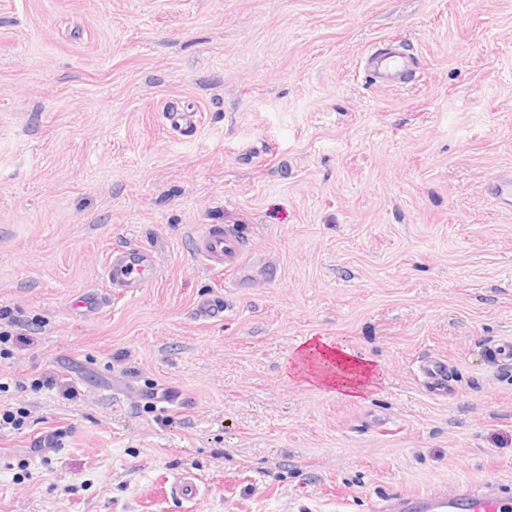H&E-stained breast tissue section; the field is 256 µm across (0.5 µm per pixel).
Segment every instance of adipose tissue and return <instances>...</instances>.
I'll list each match as a JSON object with an SVG mask.
<instances>
[{
	"label": "adipose tissue",
	"mask_w": 512,
	"mask_h": 512,
	"mask_svg": "<svg viewBox=\"0 0 512 512\" xmlns=\"http://www.w3.org/2000/svg\"><path fill=\"white\" fill-rule=\"evenodd\" d=\"M294 373L333 391L349 393L366 386L372 369L366 360L347 349L310 344L298 356Z\"/></svg>",
	"instance_id": "1"
}]
</instances>
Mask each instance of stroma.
I'll use <instances>...</instances> for the list:
<instances>
[{
  "label": "stroma",
  "instance_id": "35a3bbf8",
  "mask_svg": "<svg viewBox=\"0 0 512 512\" xmlns=\"http://www.w3.org/2000/svg\"><path fill=\"white\" fill-rule=\"evenodd\" d=\"M391 42L416 74L374 83ZM509 167L512 0H0V412L27 415L0 430V512H371L512 484L491 359L512 211L486 192ZM207 224L244 240L236 280L195 256ZM127 245L155 279L81 315ZM322 341L374 386L294 376ZM428 392L436 397H447L454 386L448 381V364L442 360H428L421 367Z\"/></svg>",
  "mask_w": 512,
  "mask_h": 512
}]
</instances>
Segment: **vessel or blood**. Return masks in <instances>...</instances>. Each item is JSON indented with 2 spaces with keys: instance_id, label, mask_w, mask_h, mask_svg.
I'll use <instances>...</instances> for the list:
<instances>
[{
  "instance_id": "b4317fda",
  "label": "vessel or blood",
  "mask_w": 512,
  "mask_h": 512,
  "mask_svg": "<svg viewBox=\"0 0 512 512\" xmlns=\"http://www.w3.org/2000/svg\"><path fill=\"white\" fill-rule=\"evenodd\" d=\"M414 66L410 54L396 49L375 50L365 59V68L376 80L392 83L402 79ZM487 194L499 204L512 208V168L504 170L488 185ZM195 255L211 269L234 274L245 253L237 235L219 224H208L193 238ZM157 262L151 249L126 246L112 250L104 265V276L110 289L129 296L137 295L152 282ZM428 392L436 397L452 394L448 365L442 360L426 361L421 367ZM379 512H512V497L501 490L499 479L485 480L481 485L461 486L455 494L437 491L402 494L387 500Z\"/></svg>"
}]
</instances>
